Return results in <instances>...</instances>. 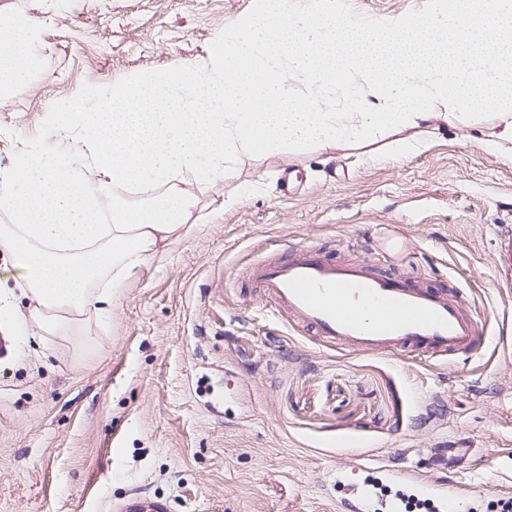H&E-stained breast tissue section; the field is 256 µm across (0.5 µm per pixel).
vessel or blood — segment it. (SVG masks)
Returning a JSON list of instances; mask_svg holds the SVG:
<instances>
[{"instance_id":"1","label":"vessel or blood","mask_w":512,"mask_h":512,"mask_svg":"<svg viewBox=\"0 0 512 512\" xmlns=\"http://www.w3.org/2000/svg\"><path fill=\"white\" fill-rule=\"evenodd\" d=\"M250 279L275 312L324 343L357 352L417 351L436 358L480 351L486 336L469 303L447 285L409 284L375 274L364 259L335 261L311 245L294 246L285 257L250 265ZM390 485L412 491L435 512L467 496L465 487L439 484L406 467L380 468ZM400 502L380 498L376 483L363 478L337 499L336 512H400ZM112 512H169L159 498L129 496Z\"/></svg>"}]
</instances>
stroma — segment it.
Listing matches in <instances>:
<instances>
[{"label": "stroma", "instance_id": "35a3bbf8", "mask_svg": "<svg viewBox=\"0 0 512 512\" xmlns=\"http://www.w3.org/2000/svg\"><path fill=\"white\" fill-rule=\"evenodd\" d=\"M397 20L428 0H334ZM259 0H0L38 16L35 67L0 95V168L33 141L58 149V112H98L113 84L207 62ZM253 160L192 186L204 220L140 267L83 345L25 329L0 354V512H103L135 493L171 512H336L332 478L361 463L416 466L469 487L466 512L512 495V163L476 128ZM237 203L225 207L228 197ZM368 258L379 274L446 282L490 334L486 350L432 360L317 341L277 318L246 269L289 247Z\"/></svg>", "mask_w": 512, "mask_h": 512}]
</instances>
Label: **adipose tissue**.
<instances>
[{"instance_id": "ef3b65f1", "label": "adipose tissue", "mask_w": 512, "mask_h": 512, "mask_svg": "<svg viewBox=\"0 0 512 512\" xmlns=\"http://www.w3.org/2000/svg\"><path fill=\"white\" fill-rule=\"evenodd\" d=\"M38 31L0 20V92L29 71ZM439 118L484 127V145L512 162V0H431L393 23L327 0H261L206 65L128 77L105 111L56 116L71 141L58 159L34 144L0 168V250L31 299L21 314L0 296V321L79 337L146 261L197 232L186 184L315 142L381 140L404 156L420 146L409 130Z\"/></svg>"}]
</instances>
